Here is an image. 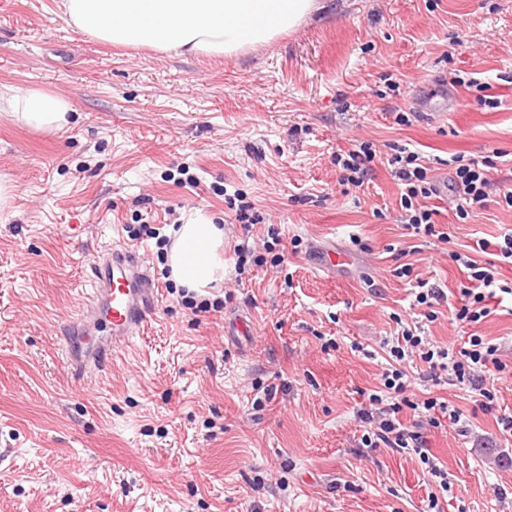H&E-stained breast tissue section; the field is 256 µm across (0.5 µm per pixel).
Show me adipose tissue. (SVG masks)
<instances>
[{"mask_svg":"<svg viewBox=\"0 0 512 512\" xmlns=\"http://www.w3.org/2000/svg\"><path fill=\"white\" fill-rule=\"evenodd\" d=\"M58 8L87 36L124 47L194 55L243 53L294 31L324 11L323 0H59ZM0 108L40 131L62 128L68 101L0 85ZM169 266L176 283L205 292L224 279V229L188 216L170 230Z\"/></svg>","mask_w":512,"mask_h":512,"instance_id":"obj_1","label":"adipose tissue"}]
</instances>
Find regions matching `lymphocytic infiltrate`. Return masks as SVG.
Here are the masks:
<instances>
[{"mask_svg":"<svg viewBox=\"0 0 512 512\" xmlns=\"http://www.w3.org/2000/svg\"><path fill=\"white\" fill-rule=\"evenodd\" d=\"M381 160L385 161L400 189V221L404 230L413 237L450 243L447 230L434 219L435 209L427 204L428 199L438 193L430 168L423 156L409 146L391 144L389 153L384 155L374 143L363 142L336 153L341 184L363 186L372 180L376 164ZM447 164L453 169L448 190L456 203L455 215L463 221L470 219L477 211L487 208L492 200L490 162L454 155ZM476 246L481 252L477 259L456 250L450 253L467 275V283L461 290V304L454 309L456 320L467 324L482 322L491 315L489 301L496 293L512 295V284L499 279L503 267H512V232L500 235L494 243L477 241ZM498 352L497 344L476 334L467 336L459 346H441L425 337L422 325L400 327L388 350L390 366L382 374L381 388L370 394L369 407L357 414L365 428L363 447L411 451L426 463L432 477L444 478L443 469L429 454L422 429L427 425L440 426L446 420L464 436L471 428L470 420L461 409L440 399L429 397L419 403L411 400L407 395L411 380L404 364L419 358L425 365L420 381L437 386L444 376H451L453 385L467 389L479 407L489 411L495 406L496 374L503 369ZM406 407L418 413L417 421L409 426L400 419Z\"/></svg>","mask_w":512,"mask_h":512,"instance_id":"1","label":"lymphocytic infiltrate"}]
</instances>
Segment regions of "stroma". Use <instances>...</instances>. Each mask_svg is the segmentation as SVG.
I'll return each mask as SVG.
<instances>
[{"mask_svg":"<svg viewBox=\"0 0 512 512\" xmlns=\"http://www.w3.org/2000/svg\"><path fill=\"white\" fill-rule=\"evenodd\" d=\"M458 70L499 107L454 85ZM0 84L70 104L50 132L0 111V181L14 188L0 211V512H430L433 495L444 512H512V436L497 422L512 414V296L478 324L445 311L424 325L442 346L472 333L500 344L506 365L490 411L460 387L412 384L411 400L444 398L473 423L466 437L426 430L447 488L418 456L363 447L356 417L380 385L384 341L424 312L395 266L412 263L458 304L466 276L450 245L495 240L512 210L492 202L462 222L442 194L431 203L451 244L416 239L384 166L344 189L333 163L355 142L396 141L446 180L449 156L512 154V0H330L224 57L111 46L55 0H0ZM454 97L461 111L442 113ZM236 194L263 223L242 228ZM194 212L224 227L221 288L190 300L164 289L148 330L75 379L59 330L80 314L88 262L119 241L163 285L168 258L138 231ZM271 226L283 262L237 272L236 248L262 254ZM327 240L363 255L367 273L315 270Z\"/></svg>","mask_w":512,"mask_h":512,"instance_id":"35a3bbf8","label":"stroma"}]
</instances>
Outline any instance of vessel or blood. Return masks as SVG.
I'll use <instances>...</instances> for the list:
<instances>
[{"label": "vessel or blood", "instance_id": "obj_1", "mask_svg": "<svg viewBox=\"0 0 512 512\" xmlns=\"http://www.w3.org/2000/svg\"><path fill=\"white\" fill-rule=\"evenodd\" d=\"M316 260L318 271L331 275L337 267L353 263L354 257L327 243L318 246ZM88 277L92 283L88 306L100 313L110 335L95 342L91 351L66 352V367L79 377L103 371L116 350L142 333L160 303V290L143 259L123 246H112L107 254L94 258Z\"/></svg>", "mask_w": 512, "mask_h": 512}]
</instances>
